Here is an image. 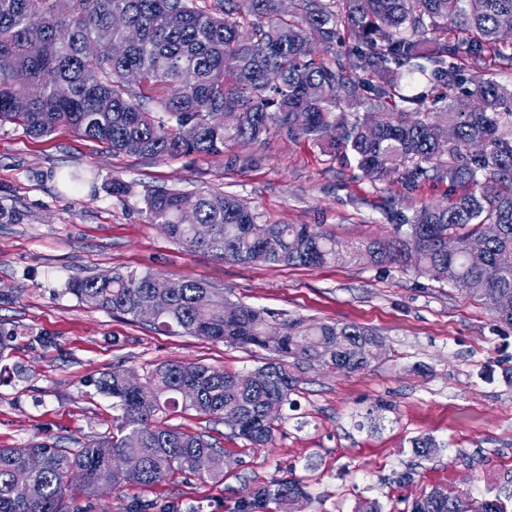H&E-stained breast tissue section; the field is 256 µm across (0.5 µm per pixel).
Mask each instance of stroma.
Returning <instances> with one entry per match:
<instances>
[{"label": "stroma", "mask_w": 512, "mask_h": 512, "mask_svg": "<svg viewBox=\"0 0 512 512\" xmlns=\"http://www.w3.org/2000/svg\"><path fill=\"white\" fill-rule=\"evenodd\" d=\"M84 172L89 183L61 177ZM120 179L129 195L112 196ZM227 192L273 224H320L349 242L389 238L400 215L448 201L447 180L410 187L370 180L354 161L274 130L220 155L158 161L112 156L68 131L33 139L0 126V448L37 440L65 448L112 432V398L97 381L118 366L146 379L169 360L253 372L264 353L87 307L69 282L113 269L196 280L233 301L285 317L356 323L378 333L385 354L363 372L296 371L291 407L273 446L251 447L194 412L171 424L208 435L227 465L220 482L177 478L143 490L154 512H235L257 484L299 479L305 512H409L422 491L512 497V327L461 288L398 265L338 262L320 268L241 264L187 251L147 223L146 190ZM438 450L417 457L416 437Z\"/></svg>", "instance_id": "35a3bbf8"}]
</instances>
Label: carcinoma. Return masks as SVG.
<instances>
[{
  "label": "carcinoma",
  "instance_id": "cac0c4a2",
  "mask_svg": "<svg viewBox=\"0 0 512 512\" xmlns=\"http://www.w3.org/2000/svg\"><path fill=\"white\" fill-rule=\"evenodd\" d=\"M277 0H0V125L48 137L60 129L98 142L114 155L167 160L217 155L237 143H254L272 129L290 138L329 143L352 156L372 179L396 176L416 184L448 178V203H421L394 225L395 237L358 244L342 241L318 224H271L240 198L221 192L195 196L188 211L182 194L149 191V224H163L170 238L192 252L252 263L275 237L277 254L266 264L321 267L338 260L398 263L421 274L460 283L491 315L512 326V314L495 301L512 296V85L486 70L494 58L512 65L500 19L512 16V0H293L282 13ZM124 14L140 39L121 58L112 42V14ZM38 26L40 41L27 38ZM318 42L334 51L328 64L311 53ZM143 84L130 87L127 74ZM469 78H464L465 72ZM419 75L448 89L441 112L425 111L422 93H403L402 79ZM60 87L65 97L57 95ZM238 113L231 127L212 113ZM210 226L199 240L194 225ZM498 233L483 239V226ZM150 272L109 271L73 280L70 293L92 309L139 320L153 308L152 325L166 333L201 337L268 352L248 375L199 363L167 361L150 373L139 395L125 387V372L112 368L99 389L120 412L117 432L79 448L34 442L26 451L0 448V512H70L78 496L92 497L97 483L141 490L191 475L224 479V449L205 435L165 421L180 408L231 419L235 432L255 448L269 446L277 421L266 409L285 406L295 390L290 367L351 374L383 356L380 337L357 324L282 318L267 309L224 299L197 281L161 291ZM270 320L283 339L266 338ZM212 456L195 471L191 459ZM136 458L131 472L116 462ZM32 494L16 495L18 479ZM422 493L410 512H454ZM300 482L282 479L255 487L237 512L275 505L291 512Z\"/></svg>",
  "mask_w": 512,
  "mask_h": 512
}]
</instances>
